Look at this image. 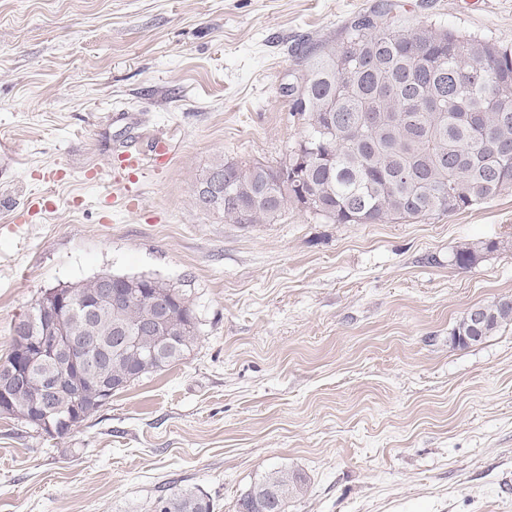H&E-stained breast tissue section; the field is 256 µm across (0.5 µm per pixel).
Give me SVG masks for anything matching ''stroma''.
I'll use <instances>...</instances> for the list:
<instances>
[{
    "mask_svg": "<svg viewBox=\"0 0 512 512\" xmlns=\"http://www.w3.org/2000/svg\"><path fill=\"white\" fill-rule=\"evenodd\" d=\"M380 2L0 0V363L37 299L102 272L182 288L200 330L65 437L0 416V512H151L175 486L236 512L277 467L307 477L288 512H512V327L452 341L512 297V192L385 224L245 226L192 199L216 155L285 159L297 44ZM395 2L512 44V0Z\"/></svg>",
    "mask_w": 512,
    "mask_h": 512,
    "instance_id": "35a3bbf8",
    "label": "stroma"
}]
</instances>
